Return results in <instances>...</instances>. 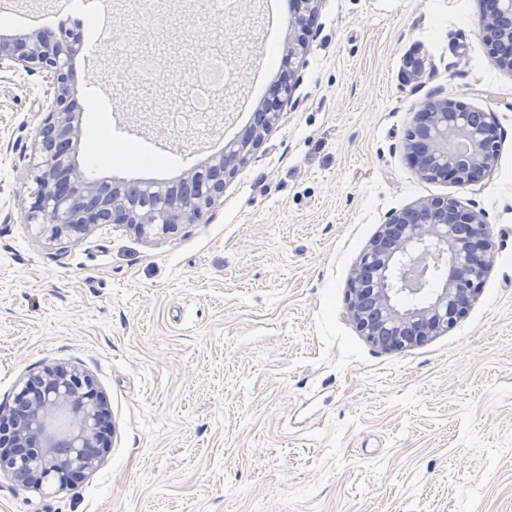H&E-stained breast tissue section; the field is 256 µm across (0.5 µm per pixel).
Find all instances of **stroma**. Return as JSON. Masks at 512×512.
Here are the masks:
<instances>
[{
    "instance_id": "stroma-1",
    "label": "stroma",
    "mask_w": 512,
    "mask_h": 512,
    "mask_svg": "<svg viewBox=\"0 0 512 512\" xmlns=\"http://www.w3.org/2000/svg\"><path fill=\"white\" fill-rule=\"evenodd\" d=\"M66 0H0V33L49 38ZM480 0H322L306 53L281 0H106L73 60L97 177L177 181L242 134L269 89H295L224 196L147 243L116 224L52 242L26 221L52 101L41 69L0 72V406L44 366L86 371L112 431L76 485L0 474V512H512V73ZM226 60L217 120L190 112L201 54ZM431 62L421 81L409 53ZM492 113L498 167L459 187L414 173V107ZM452 195L482 209L492 268L447 333L385 353L346 314L350 274L395 210Z\"/></svg>"
}]
</instances>
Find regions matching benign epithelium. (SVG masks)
Masks as SVG:
<instances>
[{
  "label": "benign epithelium",
  "mask_w": 512,
  "mask_h": 512,
  "mask_svg": "<svg viewBox=\"0 0 512 512\" xmlns=\"http://www.w3.org/2000/svg\"><path fill=\"white\" fill-rule=\"evenodd\" d=\"M321 0H292L283 61L303 55ZM479 31L497 66L512 73V0H482ZM82 41L62 30L46 39L0 36V70L47 73L52 102L32 157L35 189L28 223L50 241H76L98 224H121L150 242L176 233L211 209L224 178L244 164L278 121L293 87L284 80L257 107V121L224 151L186 169L174 183L109 188L78 161L83 137L72 61ZM400 148L416 176L459 187L498 165V127L489 113L447 96L422 101ZM494 244L486 214L452 196H434L392 212L353 268L346 313L360 335L385 352L423 344L450 330L488 277ZM109 412L93 379L65 365L44 367L13 405L0 407V473L40 486L70 482L96 468L106 448Z\"/></svg>",
  "instance_id": "7a95c632"
}]
</instances>
